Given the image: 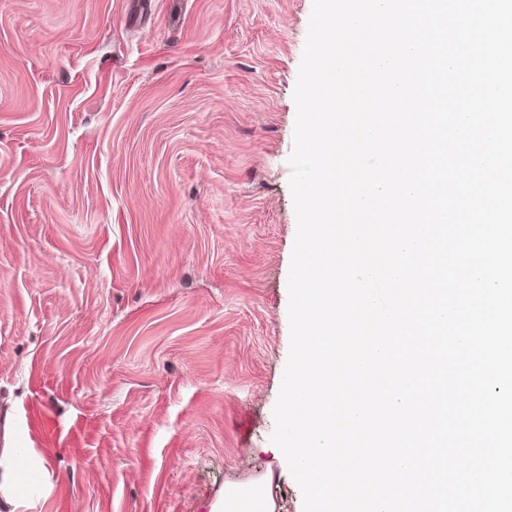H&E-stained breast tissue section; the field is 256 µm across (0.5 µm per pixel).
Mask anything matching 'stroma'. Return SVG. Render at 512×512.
<instances>
[{"instance_id": "stroma-1", "label": "stroma", "mask_w": 512, "mask_h": 512, "mask_svg": "<svg viewBox=\"0 0 512 512\" xmlns=\"http://www.w3.org/2000/svg\"><path fill=\"white\" fill-rule=\"evenodd\" d=\"M312 0H0V512H212L269 478Z\"/></svg>"}]
</instances>
